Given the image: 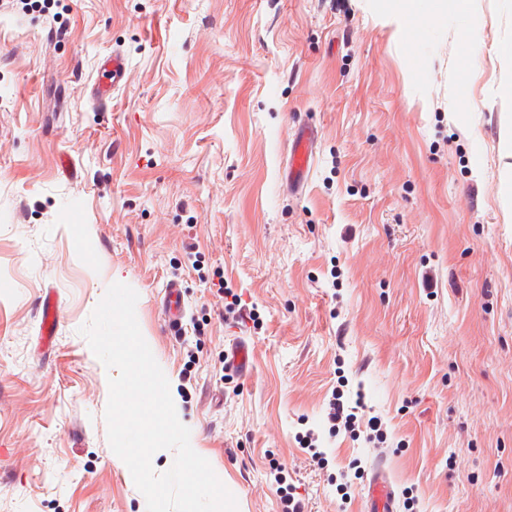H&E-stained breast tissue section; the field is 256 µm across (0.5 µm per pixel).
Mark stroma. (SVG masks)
Wrapping results in <instances>:
<instances>
[{"label":"stroma","mask_w":512,"mask_h":512,"mask_svg":"<svg viewBox=\"0 0 512 512\" xmlns=\"http://www.w3.org/2000/svg\"><path fill=\"white\" fill-rule=\"evenodd\" d=\"M510 45L512 0L0 13V512H147L79 332L115 282L138 293L178 418L238 512H281L273 459L304 512H366L379 467L394 512H512ZM115 50L129 70L108 105L79 96ZM301 120L316 142L296 189L283 167ZM219 281L255 322L225 320ZM236 344L249 374L225 366ZM335 391L381 438L331 428ZM311 428L321 466L299 442ZM59 310L51 294H46L41 305V335L46 338L53 336L58 324Z\"/></svg>","instance_id":"obj_1"}]
</instances>
